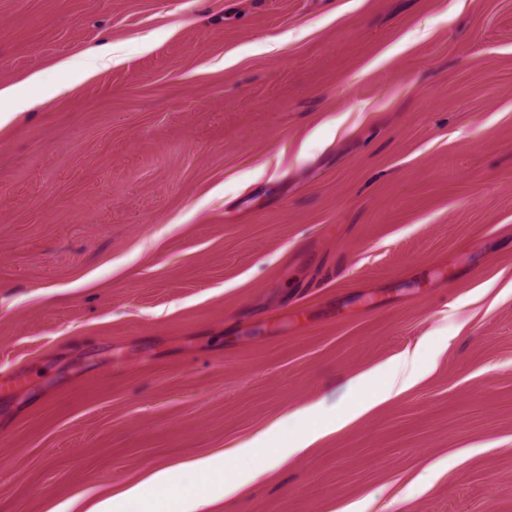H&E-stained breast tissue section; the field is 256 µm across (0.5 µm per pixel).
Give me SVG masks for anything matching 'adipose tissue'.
Instances as JSON below:
<instances>
[{"mask_svg":"<svg viewBox=\"0 0 512 512\" xmlns=\"http://www.w3.org/2000/svg\"><path fill=\"white\" fill-rule=\"evenodd\" d=\"M415 376L414 361L403 358L371 373L369 379L375 381L377 387L370 396L359 393L369 379H356L352 384L354 392L336 420L325 419L313 407L304 410L302 416L307 424L306 442H314L333 425H344L373 406L399 394ZM294 454L295 451L291 448L266 447L263 440L258 438L250 447L236 448L221 455L195 460L191 467L202 475L204 487L209 494L227 496ZM169 484V472L157 470L144 483L125 489L122 496L137 502L139 512H198L202 505L201 500H180L169 493Z\"/></svg>","mask_w":512,"mask_h":512,"instance_id":"obj_1","label":"adipose tissue"}]
</instances>
